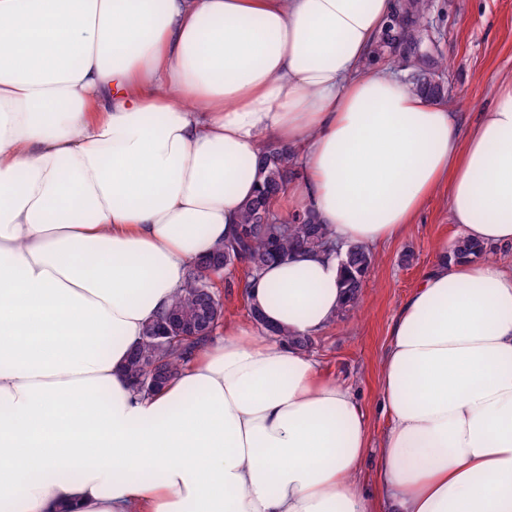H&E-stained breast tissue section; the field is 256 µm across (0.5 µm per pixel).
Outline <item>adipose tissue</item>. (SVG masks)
Listing matches in <instances>:
<instances>
[{"label":"adipose tissue","instance_id":"obj_1","mask_svg":"<svg viewBox=\"0 0 512 512\" xmlns=\"http://www.w3.org/2000/svg\"><path fill=\"white\" fill-rule=\"evenodd\" d=\"M395 0H0V512H512V265L433 263L380 365L372 481L317 336L341 249L400 237L440 186L461 238L512 247V79L466 132L370 62ZM288 212L337 244L266 267L150 395L124 371L188 265L230 235L265 143Z\"/></svg>","mask_w":512,"mask_h":512}]
</instances>
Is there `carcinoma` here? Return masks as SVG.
<instances>
[{
    "mask_svg": "<svg viewBox=\"0 0 512 512\" xmlns=\"http://www.w3.org/2000/svg\"><path fill=\"white\" fill-rule=\"evenodd\" d=\"M430 7L431 0H410L393 17L388 31L407 35L408 26L420 22ZM413 87L434 100L445 96L443 81L432 71H418L413 77ZM293 159L290 148L273 143L267 146L261 161V188L257 196L244 205L235 233L227 242L217 244L190 264L184 285L174 295L168 311L158 317V321L172 317L182 326H196L206 318L209 323L203 331L192 336L174 332L164 340L154 335L157 321L150 323L126 364L127 375L137 391L150 393L165 387L179 375L185 361L204 346L224 322L227 308L219 297L216 283L224 271L243 266V283L246 284L262 268L288 258L294 252L331 246L327 227L318 223L313 215L298 213L283 217L273 209V203L288 188V181L299 176L292 167ZM371 264V254L366 247L358 244L349 247L341 316L360 306ZM272 335L276 341L289 342L303 352L313 345V338L308 336H291L281 330L272 331Z\"/></svg>",
    "mask_w": 512,
    "mask_h": 512,
    "instance_id": "carcinoma-1",
    "label": "carcinoma"
}]
</instances>
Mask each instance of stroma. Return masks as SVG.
Returning a JSON list of instances; mask_svg holds the SVG:
<instances>
[{
	"instance_id": "obj_1",
	"label": "stroma",
	"mask_w": 512,
	"mask_h": 512,
	"mask_svg": "<svg viewBox=\"0 0 512 512\" xmlns=\"http://www.w3.org/2000/svg\"><path fill=\"white\" fill-rule=\"evenodd\" d=\"M423 42L378 43L374 61L411 70L447 67L444 99L460 128L476 122L498 84L512 76V0H432L421 25ZM458 229L448 209V190L439 188L399 238L372 251L363 308L351 312L314 339L310 350L321 375L349 386L364 409L371 442L361 469L370 478L379 439L388 425L379 403V368L390 326L404 297L435 258V246L455 244Z\"/></svg>"
}]
</instances>
